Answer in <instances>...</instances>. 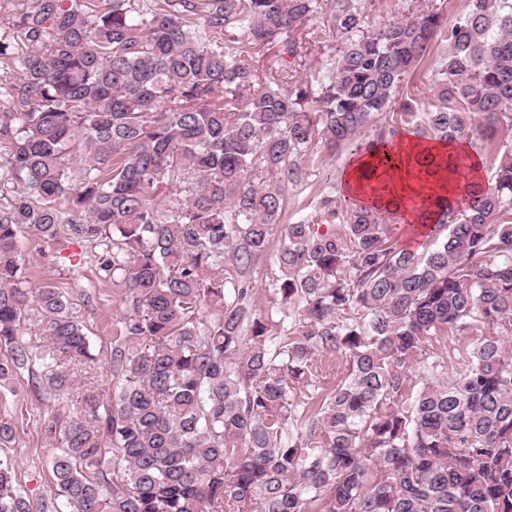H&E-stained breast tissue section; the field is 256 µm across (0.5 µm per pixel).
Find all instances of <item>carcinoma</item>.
Segmentation results:
<instances>
[{
	"instance_id": "carcinoma-1",
	"label": "carcinoma",
	"mask_w": 512,
	"mask_h": 512,
	"mask_svg": "<svg viewBox=\"0 0 512 512\" xmlns=\"http://www.w3.org/2000/svg\"><path fill=\"white\" fill-rule=\"evenodd\" d=\"M324 13L342 46L327 79L300 80ZM364 25L357 0L15 13L0 39L19 76L0 80L16 184L0 207V388L35 373L58 403L43 420L58 452L43 461L56 491L35 502L0 455V512H512V144L496 139L512 130V0H468L450 27L434 10ZM439 38L437 104L416 112ZM264 54L281 66L259 69ZM406 128L467 144L494 185L434 204L417 250L394 210L330 193L281 224L285 185L319 148L354 155ZM458 168L439 163L450 188ZM24 230L97 248L123 303L112 386L69 296L32 286ZM269 254L260 314L251 272ZM449 334L475 337L459 370L435 353ZM321 356L345 373L328 381ZM22 423L0 420V449ZM447 43L445 41L434 42L428 49L424 61L414 75V83L417 84L418 90L415 107L419 112H425L433 109L435 98L431 92V87L435 80L436 67L440 61L441 54L446 50Z\"/></svg>"
}]
</instances>
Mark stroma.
<instances>
[{"label":"stroma","mask_w":512,"mask_h":512,"mask_svg":"<svg viewBox=\"0 0 512 512\" xmlns=\"http://www.w3.org/2000/svg\"><path fill=\"white\" fill-rule=\"evenodd\" d=\"M366 27L416 15L430 8L441 12L447 21H455L465 12L467 0H360ZM349 161L344 151H322L317 155L308 181L298 186H286L288 207L285 223L294 222L303 209L322 193L337 187V176ZM24 258L33 284L51 283L64 290L71 301L75 316L88 330L93 351L99 360L98 380L111 384L109 355L112 349L113 325L122 306L121 295L111 281L101 277L88 244L64 239L46 243L32 235H24ZM87 256L82 273L70 270L74 255ZM28 408L30 415L8 454L18 465V476L31 499H38L55 491V482L48 467H32L33 458H48L54 453L39 423L40 416L53 410L52 402L41 399L31 389L27 375H19L13 391L0 393V419L16 417L21 408Z\"/></svg>","instance_id":"35a3bbf8"}]
</instances>
